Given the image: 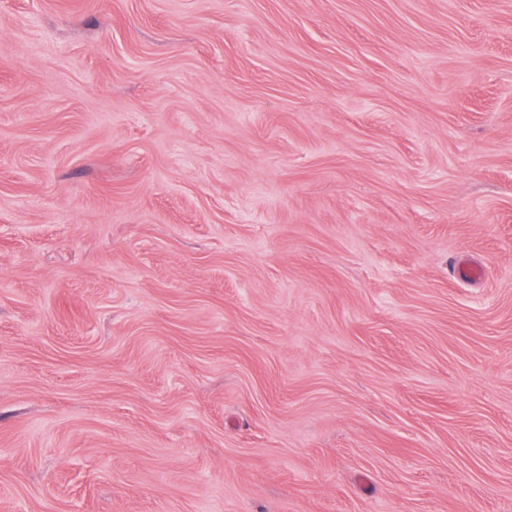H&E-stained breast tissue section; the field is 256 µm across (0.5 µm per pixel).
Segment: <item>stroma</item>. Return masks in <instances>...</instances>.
Instances as JSON below:
<instances>
[{
	"mask_svg": "<svg viewBox=\"0 0 512 512\" xmlns=\"http://www.w3.org/2000/svg\"><path fill=\"white\" fill-rule=\"evenodd\" d=\"M0 512H512V0H0Z\"/></svg>",
	"mask_w": 512,
	"mask_h": 512,
	"instance_id": "stroma-1",
	"label": "stroma"
}]
</instances>
